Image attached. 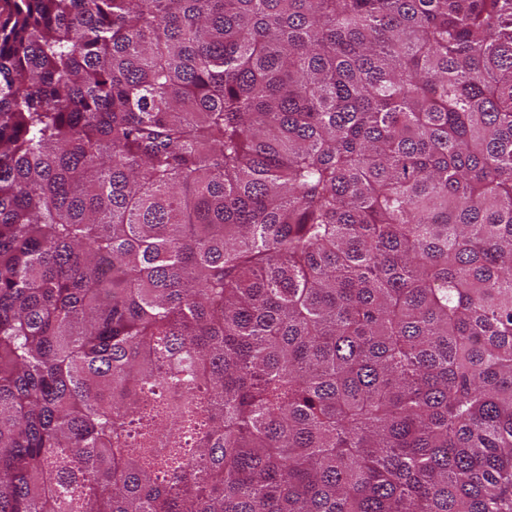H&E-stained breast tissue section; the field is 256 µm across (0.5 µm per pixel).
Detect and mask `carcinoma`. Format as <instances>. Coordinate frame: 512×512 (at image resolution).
<instances>
[{
  "label": "carcinoma",
  "instance_id": "carcinoma-1",
  "mask_svg": "<svg viewBox=\"0 0 512 512\" xmlns=\"http://www.w3.org/2000/svg\"><path fill=\"white\" fill-rule=\"evenodd\" d=\"M0 512H512V0H0Z\"/></svg>",
  "mask_w": 512,
  "mask_h": 512
}]
</instances>
